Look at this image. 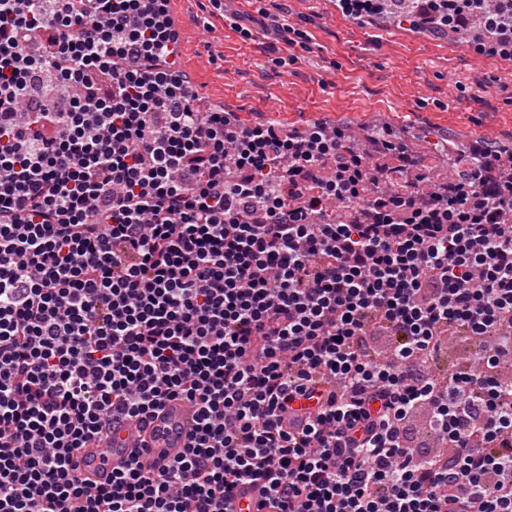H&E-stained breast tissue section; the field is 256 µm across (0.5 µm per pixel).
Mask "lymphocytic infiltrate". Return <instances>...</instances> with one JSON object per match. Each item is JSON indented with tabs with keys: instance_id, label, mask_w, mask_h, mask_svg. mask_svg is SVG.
<instances>
[{
	"instance_id": "f902f5d3",
	"label": "lymphocytic infiltrate",
	"mask_w": 512,
	"mask_h": 512,
	"mask_svg": "<svg viewBox=\"0 0 512 512\" xmlns=\"http://www.w3.org/2000/svg\"><path fill=\"white\" fill-rule=\"evenodd\" d=\"M168 2L0 0V512H237L248 484L260 512H512V150L439 188L404 154L380 189L325 122L195 108ZM414 2L416 31L477 13L512 56V0ZM448 335L472 363L422 375ZM175 401L179 457L82 479V448ZM422 407L442 459L408 446Z\"/></svg>"
}]
</instances>
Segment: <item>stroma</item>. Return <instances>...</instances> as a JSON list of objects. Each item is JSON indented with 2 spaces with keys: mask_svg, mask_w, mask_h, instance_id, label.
<instances>
[{
  "mask_svg": "<svg viewBox=\"0 0 512 512\" xmlns=\"http://www.w3.org/2000/svg\"><path fill=\"white\" fill-rule=\"evenodd\" d=\"M171 2L186 27L177 65L201 106H224L245 124L272 109L290 127L327 119L512 145V59L475 42L355 24L333 0H284L286 36L270 21L273 0Z\"/></svg>",
  "mask_w": 512,
  "mask_h": 512,
  "instance_id": "35a3bbf8",
  "label": "stroma"
}]
</instances>
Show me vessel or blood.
Returning <instances> with one entry per match:
<instances>
[{
  "mask_svg": "<svg viewBox=\"0 0 512 512\" xmlns=\"http://www.w3.org/2000/svg\"><path fill=\"white\" fill-rule=\"evenodd\" d=\"M191 423V409L183 402L167 404L146 427L138 420H126L113 432L108 444L83 449L79 470L88 484L108 483L113 469L121 467L136 450L146 451L155 466H166L183 453Z\"/></svg>",
  "mask_w": 512,
  "mask_h": 512,
  "instance_id": "b4317fda",
  "label": "vessel or blood"
}]
</instances>
